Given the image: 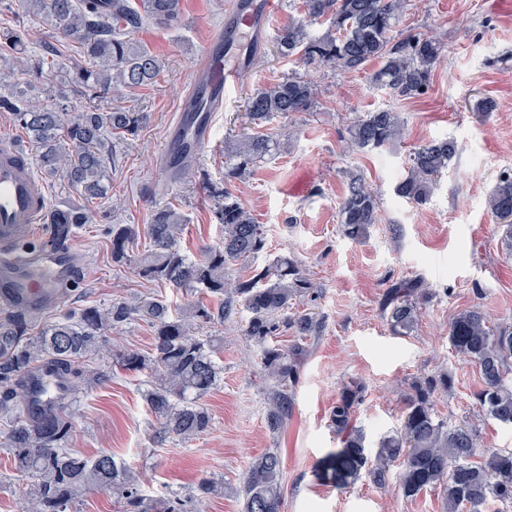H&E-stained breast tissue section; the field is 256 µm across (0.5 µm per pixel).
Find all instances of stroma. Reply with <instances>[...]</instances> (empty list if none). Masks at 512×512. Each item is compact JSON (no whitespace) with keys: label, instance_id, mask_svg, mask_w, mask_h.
I'll use <instances>...</instances> for the list:
<instances>
[{"label":"stroma","instance_id":"35a3bbf8","mask_svg":"<svg viewBox=\"0 0 512 512\" xmlns=\"http://www.w3.org/2000/svg\"><path fill=\"white\" fill-rule=\"evenodd\" d=\"M227 2L184 0L180 32L146 27L135 33L136 41L165 62L157 84L126 98L127 105L150 112L151 121L136 137L112 139L105 160L110 193L99 205L110 218L75 229L69 242L77 252V280L53 308L31 318V335L88 306L156 294L135 264L148 239L135 237L129 262H113V225L142 228L155 208L173 205L188 218L182 246L191 258L202 259L218 240L215 202L204 183L224 174V138L243 128L252 91L296 67L266 41L217 114L210 145L181 180H168L162 168L169 132L202 45L224 23ZM399 28L439 37L446 46L424 95L398 97L375 87L374 62L354 73L314 70V108L289 117L295 135L232 188L266 235L255 266L280 255L295 258L313 283L301 306L321 319L319 331L305 342L284 428L274 434L266 426L260 352L243 336L247 314L237 308L223 323L201 329L202 335L224 339L223 372L206 398L212 414L206 433L188 443L159 437L144 400L143 376L115 369L77 394L73 450L87 457L111 452L130 467L143 494L154 497L187 495L205 477L238 485L248 462L275 448L283 459L282 512H443L436 488L407 498L395 485L380 488L364 478L341 491L316 471L340 446L329 413L344 383H365L358 421L374 443L399 428L409 383L443 371L454 384L436 396L437 416L475 426L483 448L512 449V429L488 419L473 398L481 386L478 368L454 357L448 343L451 319L470 307L485 310L493 326L512 324V260L503 255V229L487 207L499 172L512 168V0H411ZM487 97L495 111H477V102ZM379 108L400 112L405 138L380 150L343 153L350 113ZM446 136L456 140L458 154L429 201L417 206L398 197L394 187L410 165L412 149ZM351 169L364 174L380 201V221L361 243L345 237L338 221ZM415 277L425 280L431 297L410 335H392L380 297L392 281Z\"/></svg>","mask_w":512,"mask_h":512}]
</instances>
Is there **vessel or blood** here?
<instances>
[{"instance_id": "b4317fda", "label": "vessel or blood", "mask_w": 512, "mask_h": 512, "mask_svg": "<svg viewBox=\"0 0 512 512\" xmlns=\"http://www.w3.org/2000/svg\"><path fill=\"white\" fill-rule=\"evenodd\" d=\"M278 12L277 0H230L223 27L203 46L192 94L213 96L214 111H223L247 72L244 63L231 57L232 45L244 35L251 47H260ZM47 205L45 185L35 176L27 152L0 137V306H21L34 316L53 305L75 279L72 249L42 237ZM39 238L44 244L37 249L33 243ZM28 376L41 403H51L65 389L46 369Z\"/></svg>"}]
</instances>
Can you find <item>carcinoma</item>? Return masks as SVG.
<instances>
[{
  "mask_svg": "<svg viewBox=\"0 0 512 512\" xmlns=\"http://www.w3.org/2000/svg\"><path fill=\"white\" fill-rule=\"evenodd\" d=\"M408 0H301L298 18L279 30L276 43L284 58L298 57L303 71L254 90L246 101L245 117L251 132L224 139V178L208 183L215 201L214 216L224 229L220 242L209 247L201 260H192L182 248L187 217L170 205L155 210L146 235L150 249L138 259L144 277L166 288L198 291L203 298L179 308L160 297H133L112 305L86 307L28 335L27 314L16 310L0 318V447L18 481L27 512H74L79 496L88 491H109L120 512H206L211 496L224 492V481L204 478L190 500L146 497L126 464L110 452L85 457L68 448L74 420L62 402L32 413L18 380L30 369L47 365L69 377V390L98 381L102 374L86 367L93 356L113 359L125 371L148 374L147 399L163 438L189 441L212 423L203 398L216 385L224 349L222 336H198V326L222 323L233 307L248 312L242 335L260 348L266 390V425L277 433L292 409V389L306 353L303 339L317 332L320 322L309 313H290L313 288L298 262L279 256L254 269L250 276L229 275L231 266L255 259L266 247L261 225L231 191L232 183L250 174L254 165L270 155L279 140L294 130L282 125L274 132L265 126L277 116L306 112L316 103L317 85L309 70L329 67L357 72L372 61L380 63L372 75L378 85L399 97L424 94L433 71L444 57L445 44L436 36H401L397 23ZM14 15L0 26V41L20 54L8 71H0V112H7L36 147L40 166L64 178L81 203H67L49 213L64 242L81 224L92 222L89 204L103 199L105 156L112 137L136 136L151 113L118 105L101 111L97 101L121 98L152 86L163 76L165 64L132 33L153 26L174 30L182 26L183 0H18L0 4V13ZM41 18L80 45V58L65 59L46 47L29 59L30 38L23 17ZM316 24L325 25L318 35ZM60 78L86 101L74 112L67 97L47 104L37 95L40 85ZM405 124L391 109L355 112L347 126L343 151L378 150L402 140ZM457 154L450 137L417 146L407 174L396 185V195L415 204L428 200L441 172ZM346 191L339 205L344 235L361 242L379 223V200L363 175L346 173ZM488 208L505 227V255L512 260V170L499 175L489 195ZM137 231L128 224L112 225V259H128L127 248ZM431 295L420 279L391 282L379 308L393 334L406 335L422 315ZM140 320L152 331L148 355L135 349L112 352L105 332ZM294 329L297 343L278 342L282 331ZM452 351L473 363L482 386L474 399L488 418L512 426V326H489L479 307L459 312L448 328ZM452 386V375L418 377L405 395L400 430L381 437L371 447L356 414L365 397V385L347 381L331 408L329 422L341 448L325 456L319 476L343 490L367 476L378 486L397 480L406 497L427 488L443 487L446 512H486L493 500L512 503V450L489 449L474 460L480 439L469 424L452 425L436 417L434 398ZM283 461L274 450L254 458L247 466L238 495L242 512H281Z\"/></svg>",
  "mask_w": 512,
  "mask_h": 512,
  "instance_id": "obj_1",
  "label": "carcinoma"
}]
</instances>
